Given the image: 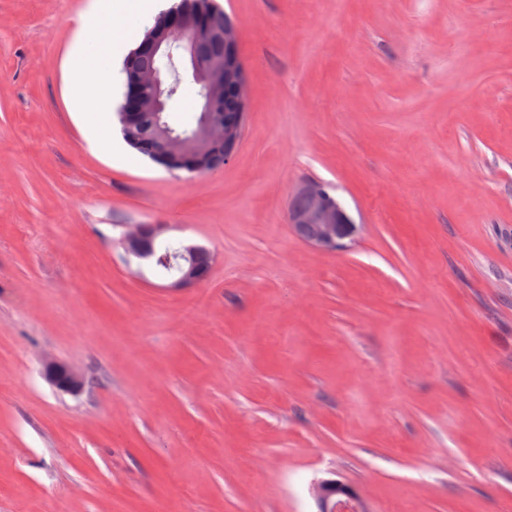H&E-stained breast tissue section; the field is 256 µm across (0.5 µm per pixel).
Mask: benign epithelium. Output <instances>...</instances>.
Returning <instances> with one entry per match:
<instances>
[{
	"label": "benign epithelium",
	"instance_id": "1",
	"mask_svg": "<svg viewBox=\"0 0 512 512\" xmlns=\"http://www.w3.org/2000/svg\"><path fill=\"white\" fill-rule=\"evenodd\" d=\"M240 36L236 24L224 29L214 28L210 18L201 12L182 8L169 13L152 31L149 39L125 63V94L120 120L131 139L148 134L153 142L154 155L189 173L214 172L223 168L236 153L247 123L249 101L247 75L239 51ZM224 45L226 54L210 55L204 46ZM179 45L181 66L191 72L195 81L215 89L201 101L200 119L195 133L194 149L181 150V145L160 125L164 111L169 79L159 66L169 46ZM231 85L236 92L240 112L233 119L224 118V98L216 89ZM224 124V150L211 141L212 127ZM298 196L303 204L292 207L288 222L306 243L321 252L344 249L357 233V225L343 203L334 200L317 182L302 187ZM167 230L165 224H142L137 234L124 238L126 251L135 258L150 259L157 250L158 238ZM189 261L183 264L171 283L173 288H185L206 282L216 261L214 253L202 245L187 248ZM46 381L56 389L78 393L85 387L84 377L69 365L54 359L43 363ZM343 495L348 502L360 499L348 485L328 482L322 485L318 499L319 512H335L338 504L332 497Z\"/></svg>",
	"mask_w": 512,
	"mask_h": 512
}]
</instances>
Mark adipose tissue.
Returning <instances> with one entry per match:
<instances>
[{
	"instance_id": "adipose-tissue-1",
	"label": "adipose tissue",
	"mask_w": 512,
	"mask_h": 512,
	"mask_svg": "<svg viewBox=\"0 0 512 512\" xmlns=\"http://www.w3.org/2000/svg\"><path fill=\"white\" fill-rule=\"evenodd\" d=\"M157 9L158 0H93L91 8L78 22L68 54L70 101L76 111L87 117V139L111 154L121 151V142L112 139L91 116L112 90L114 65L135 36L138 20L154 14ZM117 17L125 21L123 31L118 33L113 30V20Z\"/></svg>"
}]
</instances>
